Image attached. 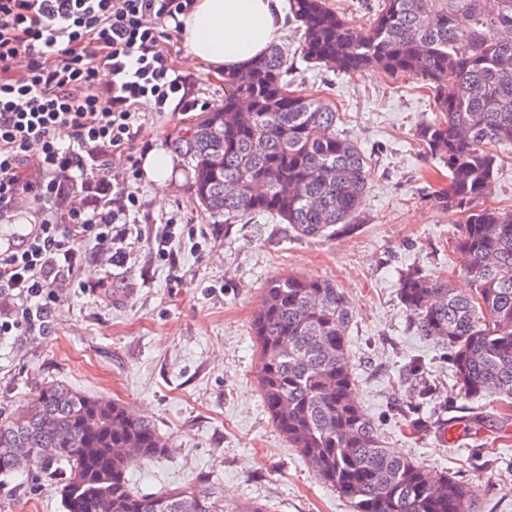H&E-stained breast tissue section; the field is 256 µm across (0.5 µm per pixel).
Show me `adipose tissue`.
I'll return each mask as SVG.
<instances>
[{
    "label": "adipose tissue",
    "instance_id": "1",
    "mask_svg": "<svg viewBox=\"0 0 512 512\" xmlns=\"http://www.w3.org/2000/svg\"><path fill=\"white\" fill-rule=\"evenodd\" d=\"M179 22L188 63L217 73L259 58L285 33L283 0H194Z\"/></svg>",
    "mask_w": 512,
    "mask_h": 512
}]
</instances>
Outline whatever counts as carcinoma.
Returning <instances> with one entry per match:
<instances>
[{"label":"carcinoma","instance_id":"carcinoma-1","mask_svg":"<svg viewBox=\"0 0 512 512\" xmlns=\"http://www.w3.org/2000/svg\"><path fill=\"white\" fill-rule=\"evenodd\" d=\"M299 53L328 71L408 76L433 92L439 116L419 126L427 156L448 170L435 195L463 216L451 242L471 288L417 269L398 295L423 336L448 345L462 417L486 391L512 401V211L486 203L497 166L493 144L512 143V0H378L361 33L329 0H288ZM288 49L274 46L224 74V103L202 112L180 142L198 206L212 217H277L300 236L356 223L367 171L359 146L336 129L324 99L294 94ZM352 309L328 279H273L252 321L255 380L275 429L353 512H475V485L429 480L384 446L352 398L347 330ZM30 448L18 457L15 448ZM150 422L115 400L47 384L0 421V474L63 467L65 512H266L230 504L209 488L141 494L128 472L167 452Z\"/></svg>","mask_w":512,"mask_h":512}]
</instances>
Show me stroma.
I'll list each match as a JSON object with an SVG mask.
<instances>
[{"mask_svg": "<svg viewBox=\"0 0 512 512\" xmlns=\"http://www.w3.org/2000/svg\"><path fill=\"white\" fill-rule=\"evenodd\" d=\"M162 45L197 109L147 113L131 153L140 156L148 141L172 155L167 202L153 207L155 187L137 174L131 185L153 217L140 227L146 242L120 268L90 251L85 276L103 288L70 287L48 333L0 342V418L43 385H65L119 400L168 441L166 455L132 468L135 491L203 486L230 502L263 503L268 512H352L276 431L254 377L251 323L267 282L321 277L335 281L352 304L353 394L386 446L421 462L432 477L448 473L477 485L478 512H512V424L501 423L499 395L483 397L476 428L459 423L447 351L410 326L398 298L399 274L410 268L469 287L451 249L461 218L434 200L448 171L414 137L435 116L431 93L406 77L327 73L295 59L299 92L328 100L339 129L363 151L368 173L356 224L329 238L299 237L270 217L233 223L198 207L193 172L176 144L196 112L223 102L224 79L185 68L174 22H166ZM168 221L175 235L167 261L150 239L156 224ZM193 227L199 233L192 238ZM414 361L435 390L418 409L403 377ZM59 478L56 471L0 474V512H65Z\"/></svg>", "mask_w": 512, "mask_h": 512, "instance_id": "35a3bbf8", "label": "stroma"}]
</instances>
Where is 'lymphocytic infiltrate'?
<instances>
[{"label":"lymphocytic infiltrate","mask_w":512,"mask_h":512,"mask_svg":"<svg viewBox=\"0 0 512 512\" xmlns=\"http://www.w3.org/2000/svg\"><path fill=\"white\" fill-rule=\"evenodd\" d=\"M192 4L0 0V221L24 199L40 215L0 246V339L47 329L88 244L111 246L113 266L134 250L131 226L144 201L87 158L98 149L123 155L146 111H162L183 90L160 28ZM103 70L112 76L106 85ZM77 182L87 194L73 203Z\"/></svg>","instance_id":"lymphocytic-infiltrate-1"}]
</instances>
